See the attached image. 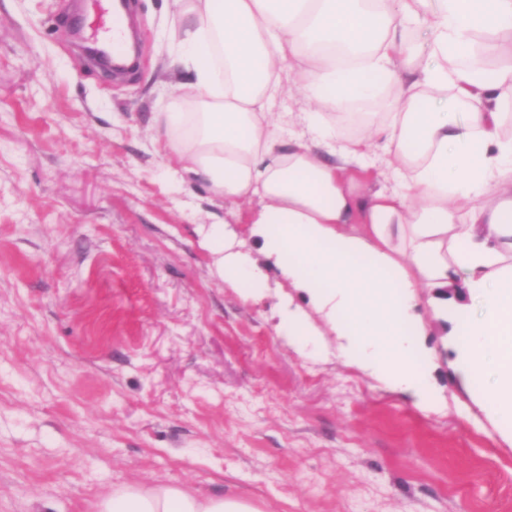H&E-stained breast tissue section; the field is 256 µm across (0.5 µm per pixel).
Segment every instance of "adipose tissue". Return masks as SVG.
Masks as SVG:
<instances>
[{
    "mask_svg": "<svg viewBox=\"0 0 512 512\" xmlns=\"http://www.w3.org/2000/svg\"><path fill=\"white\" fill-rule=\"evenodd\" d=\"M189 79L154 122L183 176L253 204L265 258L361 367L441 403L419 309L450 320L484 410L512 423V0H174ZM483 40H476V33ZM296 84L311 105L282 112ZM382 100L347 133V106ZM379 168L382 183L356 172ZM215 275L261 296L220 223ZM96 512H260L238 496L126 483Z\"/></svg>",
    "mask_w": 512,
    "mask_h": 512,
    "instance_id": "adipose-tissue-1",
    "label": "adipose tissue"
}]
</instances>
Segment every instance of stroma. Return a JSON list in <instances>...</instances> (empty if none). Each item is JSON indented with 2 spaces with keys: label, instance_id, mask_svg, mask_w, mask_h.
Here are the masks:
<instances>
[{
  "label": "stroma",
  "instance_id": "obj_1",
  "mask_svg": "<svg viewBox=\"0 0 512 512\" xmlns=\"http://www.w3.org/2000/svg\"><path fill=\"white\" fill-rule=\"evenodd\" d=\"M171 0H135L141 56L109 76L70 32L97 0H0V512H95L121 483L235 495L261 512H512V427L439 330L444 407L421 412L275 331L309 309L276 270L244 300L200 227L259 257L248 206L181 181L151 124L187 74Z\"/></svg>",
  "mask_w": 512,
  "mask_h": 512
}]
</instances>
